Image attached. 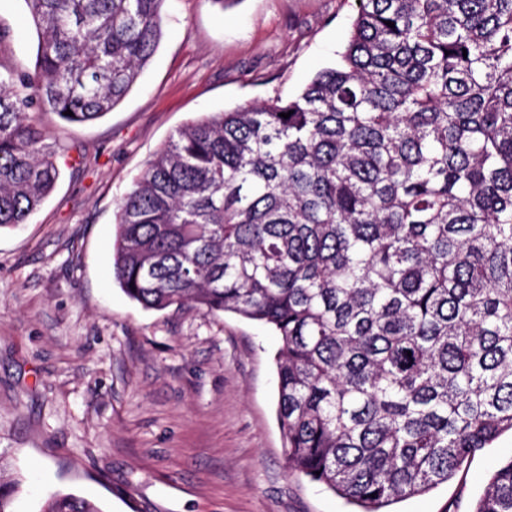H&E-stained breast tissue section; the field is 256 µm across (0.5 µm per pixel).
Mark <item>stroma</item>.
Wrapping results in <instances>:
<instances>
[{
  "label": "stroma",
  "mask_w": 512,
  "mask_h": 512,
  "mask_svg": "<svg viewBox=\"0 0 512 512\" xmlns=\"http://www.w3.org/2000/svg\"><path fill=\"white\" fill-rule=\"evenodd\" d=\"M356 0H165L163 36L139 81L103 118L33 120L69 145L27 224L0 231V476L13 512L56 492L106 512H354L291 471L277 419L271 329L186 304L129 299L113 276L118 201L190 119L296 94L340 59ZM13 39L0 66H34L24 0H0ZM512 458V434L448 483L393 512H472Z\"/></svg>",
  "instance_id": "obj_1"
}]
</instances>
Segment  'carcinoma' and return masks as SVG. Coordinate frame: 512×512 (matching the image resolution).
<instances>
[{"instance_id": "obj_1", "label": "carcinoma", "mask_w": 512, "mask_h": 512, "mask_svg": "<svg viewBox=\"0 0 512 512\" xmlns=\"http://www.w3.org/2000/svg\"><path fill=\"white\" fill-rule=\"evenodd\" d=\"M164 2L25 0L39 44L34 71L0 72V230L70 158L29 110L111 112ZM358 4L339 65L153 154L117 204L113 271L146 309L271 327L288 467L385 512L512 432V0ZM17 491L0 480V512ZM42 512L103 509L58 492ZM473 512H512V458Z\"/></svg>"}]
</instances>
